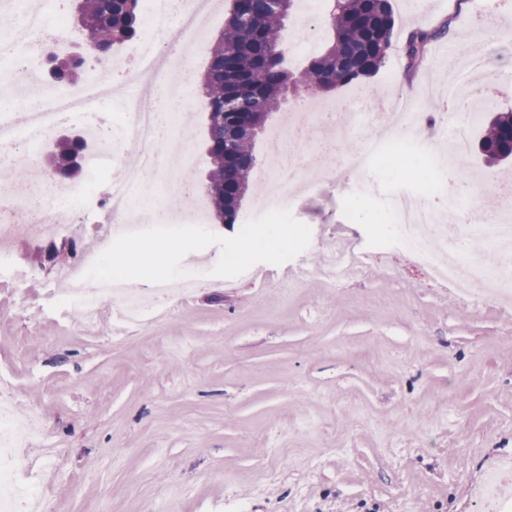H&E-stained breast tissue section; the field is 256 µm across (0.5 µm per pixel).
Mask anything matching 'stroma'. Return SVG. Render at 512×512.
<instances>
[{
    "instance_id": "stroma-1",
    "label": "stroma",
    "mask_w": 512,
    "mask_h": 512,
    "mask_svg": "<svg viewBox=\"0 0 512 512\" xmlns=\"http://www.w3.org/2000/svg\"><path fill=\"white\" fill-rule=\"evenodd\" d=\"M397 39L379 72L281 112L333 108L353 93L371 112L401 92L436 116L427 83L448 78V42L406 77L401 39L432 28L450 0H391ZM478 48L512 72V35L484 15ZM180 123L204 185L201 87ZM311 136L291 144L331 175L288 209L309 247L253 275L212 276L220 249L187 254L197 283L159 296L133 328L120 303L96 316L61 288L86 253L113 241L94 199L55 260L52 239L0 242V402L41 431L17 450L44 512H477L483 484L512 492V301L464 297L384 237L402 175L388 157L354 175Z\"/></svg>"
}]
</instances>
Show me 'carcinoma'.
<instances>
[{
    "label": "carcinoma",
    "instance_id": "cac0c4a2",
    "mask_svg": "<svg viewBox=\"0 0 512 512\" xmlns=\"http://www.w3.org/2000/svg\"><path fill=\"white\" fill-rule=\"evenodd\" d=\"M77 2L74 29L84 51L107 50L137 35L140 0ZM295 0L275 11L270 0H232L224 31L216 39L203 77L208 110L209 179L205 192L220 224L237 223L257 166L254 144L285 92H328L377 73L391 50L395 19L390 0H327L333 35L309 64L295 74L284 67L283 31ZM452 19L430 30L411 32L404 45L405 69L422 62L429 45L448 36ZM512 112H497L481 138L488 163L512 158ZM85 150L81 139L66 142L53 159L66 174Z\"/></svg>",
    "mask_w": 512,
    "mask_h": 512
}]
</instances>
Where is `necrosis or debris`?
<instances>
[{
    "instance_id": "obj_1",
    "label": "necrosis or debris",
    "mask_w": 512,
    "mask_h": 512,
    "mask_svg": "<svg viewBox=\"0 0 512 512\" xmlns=\"http://www.w3.org/2000/svg\"><path fill=\"white\" fill-rule=\"evenodd\" d=\"M216 0H144L145 15L151 25L136 44V56L131 67L123 72L125 82L133 89L120 103L124 119L103 115L100 105L110 95L107 81L112 69L106 63L89 62L87 77L77 86H47L41 61L48 51L62 54L73 44V27L66 0H49L55 24H46L41 11L31 0H6V9L12 10L15 22L0 32V48L22 49L23 63L10 74H0V85L11 88L16 99L27 106L28 120L23 129H16L9 111L0 112V155L26 145L46 144L54 131L68 123L102 134L105 144L100 162L88 167L85 193H93L100 177L113 175L119 186L101 205L112 217L113 223L126 224L135 208L138 189L145 172L166 170L168 150L187 152L186 142L174 141L164 147L157 138L158 114L144 103L141 93L154 88L186 86L185 64L192 58V44L203 41L208 30V17ZM504 74H488L482 58L470 55L458 67L454 78L445 89L452 104L462 103L475 91L489 92L505 82ZM479 118L475 111L465 112L463 120H449L440 114L436 123L452 151L442 158L443 168L465 171L469 156V132ZM292 132L291 127L275 131L271 136L276 162L267 176L274 193L263 198L259 212L280 208L289 193L301 189L312 193L319 189L326 177L309 169L285 168L281 162L283 150ZM137 152L141 166L125 167L119 162L118 150ZM33 181L41 190L37 202L43 213L39 224L15 222L0 226V237L24 236L40 239L46 236L66 237L71 226L79 223L80 209L70 203L75 192L61 184L42 178L39 165H31ZM422 180L419 165H412L399 182L393 202L386 214L390 236L405 248L414 261L429 270L438 280L459 288L477 289L487 295L512 286V186L498 188L492 195L472 189L463 196L449 195L447 204L434 205L420 198L415 190ZM452 229L458 237L480 235L499 247L500 260L488 265L481 261L462 263L456 255L441 259L440 248L434 241L441 230ZM69 306L86 314H95L103 304L120 300L125 310L139 313L144 303L128 284L117 283L102 287L74 277L64 291ZM37 430L35 420L18 421L13 413L0 407V512H13L17 500H25L28 507H36L39 492L36 487L22 485L16 475L14 450L21 440L30 438Z\"/></svg>"
}]
</instances>
